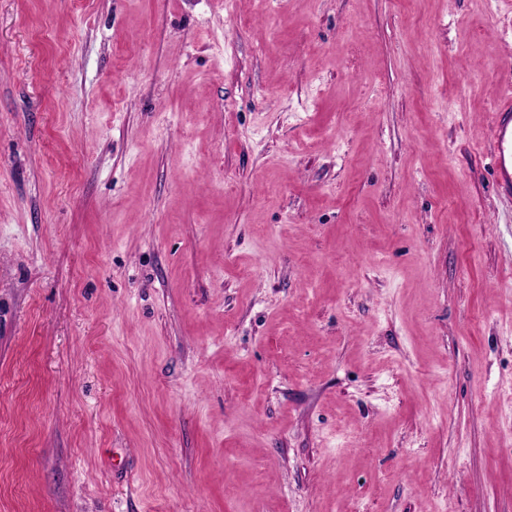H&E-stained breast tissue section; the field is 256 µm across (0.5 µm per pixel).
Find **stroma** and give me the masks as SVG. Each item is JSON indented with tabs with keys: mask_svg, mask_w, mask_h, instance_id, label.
I'll return each mask as SVG.
<instances>
[{
	"mask_svg": "<svg viewBox=\"0 0 512 512\" xmlns=\"http://www.w3.org/2000/svg\"><path fill=\"white\" fill-rule=\"evenodd\" d=\"M501 0H0V512H512ZM494 157V186L498 196L512 206V98L498 106L490 128Z\"/></svg>",
	"mask_w": 512,
	"mask_h": 512,
	"instance_id": "1",
	"label": "stroma"
}]
</instances>
